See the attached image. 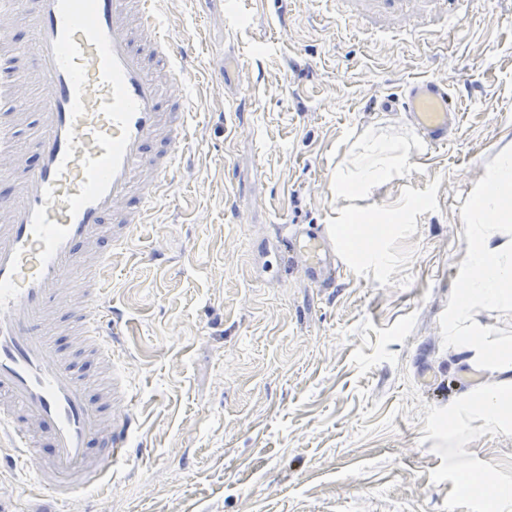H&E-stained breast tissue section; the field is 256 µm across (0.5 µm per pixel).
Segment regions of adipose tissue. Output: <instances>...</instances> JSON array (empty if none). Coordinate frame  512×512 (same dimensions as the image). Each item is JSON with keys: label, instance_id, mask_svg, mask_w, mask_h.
<instances>
[{"label": "adipose tissue", "instance_id": "1", "mask_svg": "<svg viewBox=\"0 0 512 512\" xmlns=\"http://www.w3.org/2000/svg\"><path fill=\"white\" fill-rule=\"evenodd\" d=\"M411 156L410 143L402 138L368 137L356 146V165L337 176L336 194L351 197L366 193L391 179ZM512 197V160L506 161L465 215L471 241L469 273L451 305V331L467 363L488 371L494 386L463 399L460 408L474 412L486 423L501 427L512 423L505 412L512 401V342L479 334H465L473 305L479 302L512 303V241L504 240L496 226L512 218L505 199Z\"/></svg>", "mask_w": 512, "mask_h": 512}]
</instances>
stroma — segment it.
<instances>
[{
    "label": "stroma",
    "instance_id": "1",
    "mask_svg": "<svg viewBox=\"0 0 512 512\" xmlns=\"http://www.w3.org/2000/svg\"><path fill=\"white\" fill-rule=\"evenodd\" d=\"M225 3L167 12L198 49L190 158L109 265L140 426L111 494L55 512H491L463 485L512 482V427L449 429L495 380L448 322L470 264L465 214L512 159V0L459 15L415 0L408 17L361 0H247L239 17ZM419 77L447 81L462 107L436 149L395 104ZM380 133L414 142L408 165L338 197L337 170ZM352 218L387 225L384 265L345 264L333 288L272 269L284 225ZM470 321L512 340L510 306L476 305ZM30 489L0 464V512H34Z\"/></svg>",
    "mask_w": 512,
    "mask_h": 512
}]
</instances>
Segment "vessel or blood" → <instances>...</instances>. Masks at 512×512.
<instances>
[{
    "label": "vessel or blood",
    "mask_w": 512,
    "mask_h": 512,
    "mask_svg": "<svg viewBox=\"0 0 512 512\" xmlns=\"http://www.w3.org/2000/svg\"><path fill=\"white\" fill-rule=\"evenodd\" d=\"M168 2L0 0V181L13 185L0 196V434L35 491L60 503L111 493L137 425L102 329L104 273L187 156L196 44L172 37ZM399 104L432 147L460 121L438 79L409 82ZM287 237L302 275L332 287L335 234L294 224ZM66 326L72 354L56 342ZM84 353L105 367L103 392L78 368Z\"/></svg>",
    "instance_id": "obj_1"
}]
</instances>
